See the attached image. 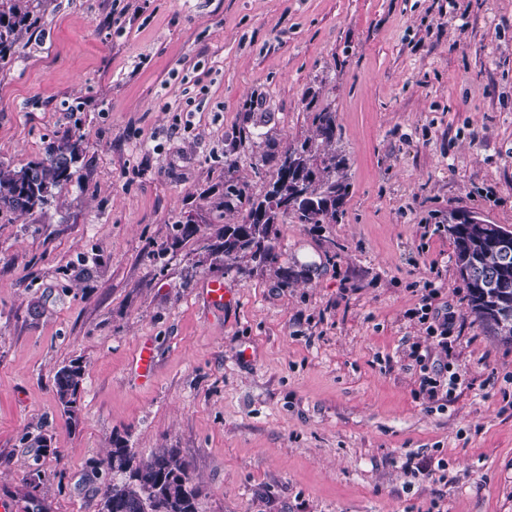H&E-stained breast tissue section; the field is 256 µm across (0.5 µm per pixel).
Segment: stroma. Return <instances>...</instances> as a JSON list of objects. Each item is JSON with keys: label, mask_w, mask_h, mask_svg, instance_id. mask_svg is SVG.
Wrapping results in <instances>:
<instances>
[{"label": "stroma", "mask_w": 512, "mask_h": 512, "mask_svg": "<svg viewBox=\"0 0 512 512\" xmlns=\"http://www.w3.org/2000/svg\"><path fill=\"white\" fill-rule=\"evenodd\" d=\"M46 3L0 69V162L64 135L82 156L0 217V500L98 512L118 437L176 449L197 512H512V345L470 314L447 231L454 210L512 227V0ZM311 102L336 111L344 220L210 267L225 181L264 193ZM430 279L465 382L444 403L409 356L436 347L410 314ZM73 360L75 421L54 389Z\"/></svg>", "instance_id": "obj_1"}]
</instances>
